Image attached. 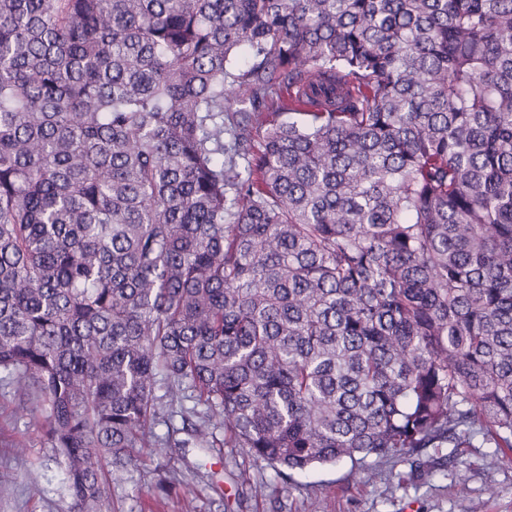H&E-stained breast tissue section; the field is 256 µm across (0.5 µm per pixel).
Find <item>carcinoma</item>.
<instances>
[{
  "label": "carcinoma",
  "instance_id": "obj_1",
  "mask_svg": "<svg viewBox=\"0 0 512 512\" xmlns=\"http://www.w3.org/2000/svg\"><path fill=\"white\" fill-rule=\"evenodd\" d=\"M0 383L70 512L512 449V0H0Z\"/></svg>",
  "mask_w": 512,
  "mask_h": 512
}]
</instances>
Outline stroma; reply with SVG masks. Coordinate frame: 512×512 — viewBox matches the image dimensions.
I'll use <instances>...</instances> for the list:
<instances>
[{
    "label": "stroma",
    "mask_w": 512,
    "mask_h": 512,
    "mask_svg": "<svg viewBox=\"0 0 512 512\" xmlns=\"http://www.w3.org/2000/svg\"><path fill=\"white\" fill-rule=\"evenodd\" d=\"M60 479L35 419L0 385V512H69ZM112 498L122 512H181L186 498L195 512H512V451L427 448L413 467L371 457L288 478L241 448H156L114 475Z\"/></svg>",
    "instance_id": "35a3bbf8"
}]
</instances>
